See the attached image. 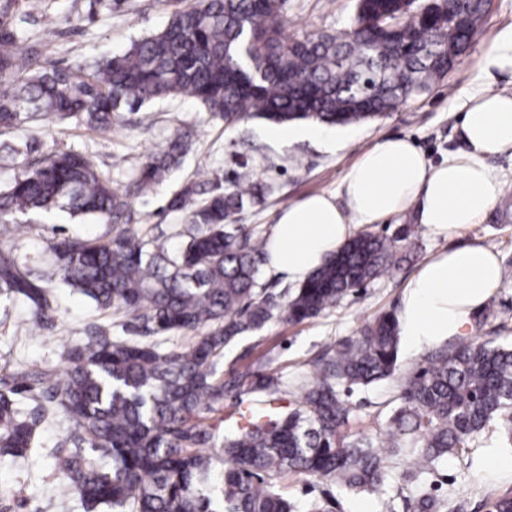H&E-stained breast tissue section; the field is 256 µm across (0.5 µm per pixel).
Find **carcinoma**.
<instances>
[{
    "label": "carcinoma",
    "instance_id": "1",
    "mask_svg": "<svg viewBox=\"0 0 512 512\" xmlns=\"http://www.w3.org/2000/svg\"><path fill=\"white\" fill-rule=\"evenodd\" d=\"M287 0H193L158 33L121 54L75 67L39 62L15 21V0H0V129L39 117L105 132L156 101L189 96L233 126L260 118L282 125L314 120L347 126L396 109L442 80L480 34L481 0H466L450 19L430 5L399 15L387 35L379 19L388 0H356L354 22L334 34L283 36ZM191 134L177 130L149 155L124 188L112 186L90 157L53 150L35 155L27 141L0 146L20 172L0 187V228L39 222L53 210L111 225L105 236L48 240L52 261L35 273L17 248L0 249V291L47 319L52 289L67 286L103 313L131 317L133 335H100L71 346L64 374L24 370L0 379V458L33 451L36 430L60 418L87 447L59 460L62 487L87 512H299L287 480L304 475L327 486L304 512H335L331 487L387 491L391 458L406 463L415 512H439L428 478L448 455L471 447L492 423L512 445V345L492 337L430 351L404 377L400 404L386 422L387 442L352 432L353 408L340 388L368 387L398 368V321L384 313L359 335L329 349L289 411L272 405L288 394L261 376L242 398L243 375L224 378L217 363L243 336L282 310L301 323L330 311L352 290L396 267L397 242L356 236L300 287L284 307L261 281L267 239L231 218L260 201L268 187L254 169L236 173L233 189L207 177L180 184L167 209L186 214L169 236L134 222V200L166 182L183 164ZM198 331L193 344L161 338ZM252 413L248 425L218 432L207 414ZM223 465L222 498L210 493Z\"/></svg>",
    "mask_w": 512,
    "mask_h": 512
}]
</instances>
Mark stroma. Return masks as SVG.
<instances>
[{
	"label": "stroma",
	"mask_w": 512,
	"mask_h": 512,
	"mask_svg": "<svg viewBox=\"0 0 512 512\" xmlns=\"http://www.w3.org/2000/svg\"><path fill=\"white\" fill-rule=\"evenodd\" d=\"M189 2L121 0L113 9L93 11L89 0H16L15 8L25 15L31 39L41 38L47 30L53 33L41 50L42 64L63 67L122 53L134 39L162 30L174 10ZM355 11L356 0H287L284 35L294 38L305 32L345 29ZM509 25L512 0H493L479 36L443 80L391 112L333 130L329 143L278 139L276 125L257 118L228 129L188 97L158 103L139 112L134 124L114 125L104 135L68 123L38 120L0 132V141L34 138L47 149L89 154L120 189L146 156L157 151L176 129L191 127L195 142L173 182L135 203L138 223L161 225L171 233L172 246H179L176 233L185 217L166 208L176 184L194 177L200 169L228 184L246 164L256 169L269 191L262 202L238 214L235 221L266 237L288 204L313 194L336 193L358 158L379 139L405 138L433 165L460 149L466 93L512 92L511 71H497L489 77L482 70L496 34ZM486 165L502 184V200L480 223L458 234L436 236L417 224L415 214L408 211L367 225V232L388 237L403 225H411L412 237L401 244L405 259L393 275L353 290L334 310L302 323L270 321L226 350L219 371L281 377L288 386L281 405L293 408L299 384L312 380L314 363L322 352L359 335L380 314L398 311L407 280L425 259L457 246L482 245L493 250L500 262L512 260V210L504 211L501 206L502 201L512 202V151L487 158ZM51 235V224H23L0 235V245H17L20 256L42 265L48 261L45 246ZM96 320L108 325L111 335H122L121 318L97 317L89 301L76 292H58L48 321L39 329L34 328L27 306L0 296V376L21 366L62 373L65 350L84 339L87 326ZM488 334L512 341V278L501 281L493 296L472 315L468 340ZM417 362V357L400 353L398 374L348 394L354 409V430L371 434L382 431L404 374ZM497 440L498 428L490 426L467 453L449 456L430 475L431 491L444 504L442 512H490L494 494L512 487V472L495 471L487 465L489 455L500 450ZM35 443L36 452L27 458L0 461V486L12 491L11 496L0 499V512H84L78 496L59 494L57 458L72 448L67 423L57 419L42 424ZM402 469L400 460L392 461L391 486L383 497L337 492L339 512H359L364 504L370 505L372 512H414L413 493L401 480Z\"/></svg>",
	"instance_id": "35a3bbf8"
}]
</instances>
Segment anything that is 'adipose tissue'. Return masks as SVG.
Listing matches in <instances>:
<instances>
[{
  "instance_id": "adipose-tissue-1",
  "label": "adipose tissue",
  "mask_w": 512,
  "mask_h": 512,
  "mask_svg": "<svg viewBox=\"0 0 512 512\" xmlns=\"http://www.w3.org/2000/svg\"><path fill=\"white\" fill-rule=\"evenodd\" d=\"M460 128L462 148L439 165L427 164L408 140L385 138L358 159L338 195L288 205L267 239L269 267L288 281L304 282L358 227L411 207L436 234L478 223L502 192L485 161L512 150V95L469 96ZM500 281L499 261L483 246L456 248L422 263L397 314L408 353L464 336Z\"/></svg>"
}]
</instances>
